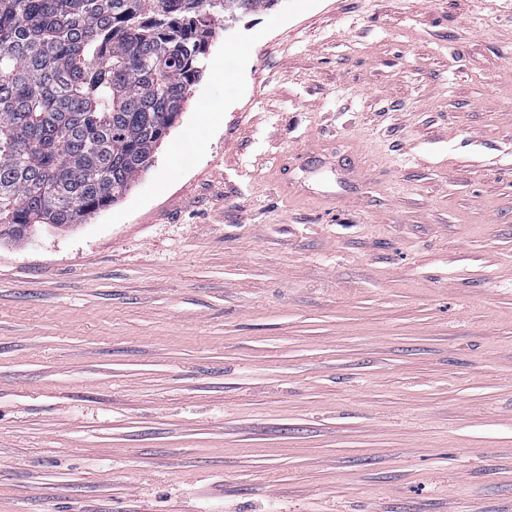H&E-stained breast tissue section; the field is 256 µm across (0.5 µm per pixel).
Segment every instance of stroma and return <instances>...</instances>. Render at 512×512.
Here are the masks:
<instances>
[{
	"label": "stroma",
	"instance_id": "1",
	"mask_svg": "<svg viewBox=\"0 0 512 512\" xmlns=\"http://www.w3.org/2000/svg\"><path fill=\"white\" fill-rule=\"evenodd\" d=\"M0 512H512V0L237 15L117 203L0 241Z\"/></svg>",
	"mask_w": 512,
	"mask_h": 512
}]
</instances>
